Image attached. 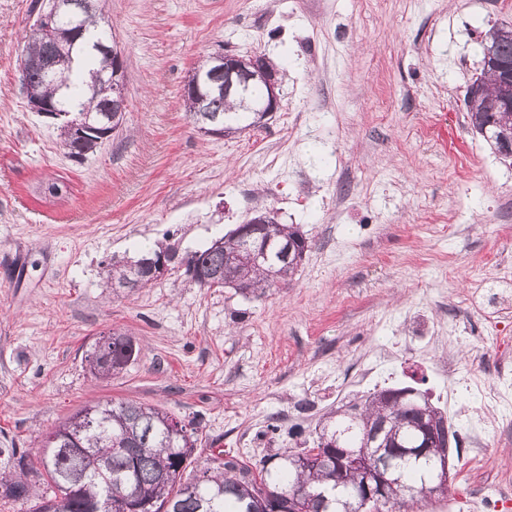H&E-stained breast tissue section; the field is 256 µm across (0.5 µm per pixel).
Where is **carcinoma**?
<instances>
[{
  "mask_svg": "<svg viewBox=\"0 0 512 512\" xmlns=\"http://www.w3.org/2000/svg\"><path fill=\"white\" fill-rule=\"evenodd\" d=\"M66 2L48 26L64 41L74 13L81 36L56 54L53 71L46 74L37 61L52 50V43L41 29H35L25 46L29 67L21 86L27 96L50 101L64 113L57 125L60 147L67 157L79 160L109 139L113 126L120 125L124 116L110 125L115 116L111 112L115 94L109 83L112 58L98 48L109 34L99 16L98 0ZM495 33L494 27L485 33L481 50L493 47L503 65L512 64V39L499 41ZM265 96L264 83L254 80L240 97L217 92L200 99L186 93L184 106L192 117L203 109L225 128L243 131L251 126L246 106ZM468 117L472 128L497 151L503 138L512 134L506 113L492 112L482 102ZM263 231L275 248L268 259L251 267H242L239 256L253 242L237 227L202 251L180 256L172 250H150L134 261L114 259L103 265V271L114 285L144 288L153 282L150 262L164 254L171 268L184 269L202 288H234L245 277L248 294L261 298L291 281L309 251L308 239L292 225L279 224L270 216ZM100 340L101 348L90 349L85 356L95 377L116 375L138 356L133 340L124 333L113 331ZM427 403L421 397L399 396L396 387L355 397L320 419L314 445L327 450L337 441L343 448L361 451L368 426L383 419L399 441L409 444L417 439L413 424L419 408ZM170 417L161 408L133 401L88 405L55 429L56 447L41 456L39 476L55 488L54 496L37 494L28 480V454L18 448H0V495L14 502L35 501L31 512H51V503L59 494L69 497V512H93L95 502L108 489L117 505L128 493L136 494L133 505L139 512H262L258 497L270 488L277 497L269 507L278 512H357L353 494L363 485L367 466L340 463L328 455L309 465H297L295 458L306 452L304 448L267 454L254 469L233 455L225 459L224 471L206 470L191 481H182L198 438L191 423L182 425L181 433L171 434ZM437 458L438 454L430 453L418 462L400 463L402 485L424 490L428 469ZM338 475L342 478L339 489ZM301 491L303 500L293 502L294 493Z\"/></svg>",
  "mask_w": 512,
  "mask_h": 512,
  "instance_id": "1",
  "label": "carcinoma"
}]
</instances>
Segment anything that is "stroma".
Here are the masks:
<instances>
[{
  "label": "stroma",
  "mask_w": 512,
  "mask_h": 512,
  "mask_svg": "<svg viewBox=\"0 0 512 512\" xmlns=\"http://www.w3.org/2000/svg\"><path fill=\"white\" fill-rule=\"evenodd\" d=\"M0 0V448L38 461L46 433L94 402L159 405L193 423L183 474L258 461L316 438L353 396L410 386L462 447L442 497L414 512H512V160L467 124L479 43L512 0H101L125 52L126 114L82 162L30 112L20 83L37 6ZM221 52L277 64L282 106L263 126L198 134L189 71ZM69 178L62 206L28 185ZM273 211L311 248L264 297L172 271L107 286L111 258L186 255ZM120 331L140 347L94 378L84 356ZM486 443L467 465L474 424Z\"/></svg>",
  "instance_id": "1"
}]
</instances>
